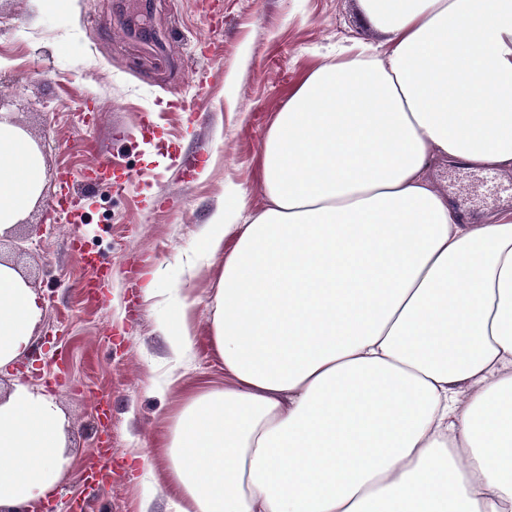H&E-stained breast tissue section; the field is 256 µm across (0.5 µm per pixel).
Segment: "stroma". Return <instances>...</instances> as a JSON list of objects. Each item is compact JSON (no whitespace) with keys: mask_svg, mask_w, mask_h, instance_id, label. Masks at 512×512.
Segmentation results:
<instances>
[{"mask_svg":"<svg viewBox=\"0 0 512 512\" xmlns=\"http://www.w3.org/2000/svg\"><path fill=\"white\" fill-rule=\"evenodd\" d=\"M356 40H387L361 0H73L61 16L0 0V108L41 146L45 171L17 239L0 244L44 303L34 357L0 369V390L30 383L66 416L73 464L56 512L105 465L96 512H169L163 459L142 482L131 458L156 446L184 387L224 382L208 339L224 259L191 270L180 257L228 185L247 190L251 210L266 207L268 128L299 82ZM430 176L465 216L512 210L511 169L437 162ZM174 283L196 301V344L176 367L160 328ZM169 372L182 386L158 393Z\"/></svg>","mask_w":512,"mask_h":512,"instance_id":"stroma-1","label":"stroma"}]
</instances>
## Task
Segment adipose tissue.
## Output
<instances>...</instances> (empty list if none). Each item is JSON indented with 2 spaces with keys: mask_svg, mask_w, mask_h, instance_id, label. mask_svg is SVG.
<instances>
[{
  "mask_svg": "<svg viewBox=\"0 0 512 512\" xmlns=\"http://www.w3.org/2000/svg\"><path fill=\"white\" fill-rule=\"evenodd\" d=\"M384 46L311 70L265 137L267 207L227 188L184 263L224 257L220 387L185 388L160 454L171 512H512V211L469 220L434 162L512 169V0H363ZM40 149L0 123V236L40 197ZM163 327L194 348L180 286ZM0 263V368L41 320ZM44 393L0 397V512L72 465Z\"/></svg>",
  "mask_w": 512,
  "mask_h": 512,
  "instance_id": "ef3b65f1",
  "label": "adipose tissue"
}]
</instances>
